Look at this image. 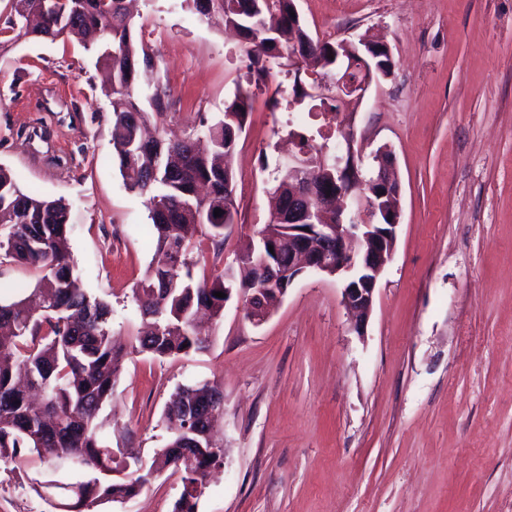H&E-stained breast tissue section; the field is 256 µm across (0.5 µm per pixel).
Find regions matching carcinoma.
<instances>
[{
  "mask_svg": "<svg viewBox=\"0 0 512 512\" xmlns=\"http://www.w3.org/2000/svg\"><path fill=\"white\" fill-rule=\"evenodd\" d=\"M291 0H183L206 15L220 12L248 45L247 86L224 107L223 118L201 122L199 133L209 149L185 136L167 139L157 135L162 160L144 148V129L151 119L166 116L171 91L162 79L139 90L140 68L153 64V56L137 43L126 0H10V11L23 7L37 20L32 28L12 24L5 16L1 34L14 39L55 41L75 38L85 50L97 54L107 74L103 92L112 105V146L125 187L145 198L155 236V251L147 277L133 296L150 333L139 338L142 352L165 358L205 347L196 332L195 319L205 309L219 319L224 299L214 296L226 288L246 289L255 282L249 254L239 258L240 276L223 272L212 278L194 276L199 260L193 256L195 239L202 235L215 250H224V225L233 223L235 201L227 187L234 174L227 159L236 141L224 136L233 128L245 131L253 109L251 87L265 84L264 61L283 57L295 46H307L302 54L305 70L336 82V44L313 38L303 23L288 22ZM293 94L299 112L319 115L336 105L323 99L309 100L300 70L291 88L277 87L269 99L272 109L289 107ZM299 150L317 155L321 126L303 125L289 133ZM270 215L288 206V175L280 173L269 192ZM221 209V216L214 215ZM70 223V205L61 199L39 198L22 190L10 171L0 166V258L19 262L38 274L33 291L18 300L0 302V462L22 467L25 458L37 456L50 467L65 458L83 472V480L31 481V487L53 488L67 499L66 512L88 504L118 502L139 495L152 481L153 472H126L123 449L110 448L100 439L98 415L112 396L120 352L112 343V309L83 288L81 276L62 243ZM224 414V394L208 384L182 386L166 407L164 420L171 440L161 449L164 463L183 471L182 490L174 512H197L198 498L190 488L201 482L213 464H224L223 445L196 432L198 417H207L215 429Z\"/></svg>",
  "mask_w": 512,
  "mask_h": 512,
  "instance_id": "cac0c4a2",
  "label": "carcinoma"
}]
</instances>
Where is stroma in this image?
Returning a JSON list of instances; mask_svg holds the SVG:
<instances>
[{"label":"stroma","mask_w":512,"mask_h":512,"mask_svg":"<svg viewBox=\"0 0 512 512\" xmlns=\"http://www.w3.org/2000/svg\"><path fill=\"white\" fill-rule=\"evenodd\" d=\"M313 38L369 35L393 60L354 106L370 168L391 150L400 224L365 336L336 278L306 273L261 325L240 298L206 324V349L137 350L132 300L153 255L143 197L128 191L95 60L70 40L0 52V165L71 207L68 246L86 291L112 307L124 349L101 439L151 462L176 388L224 392V466L198 512H512V0H296ZM135 35L171 89L164 126L181 136L222 117L247 74L242 39L182 0H135ZM232 158L237 215L205 272L234 265L269 220L273 162L300 113L271 110L284 58H271ZM0 466V512H60L29 487L44 471ZM171 471L95 512H173Z\"/></svg>","instance_id":"stroma-1"}]
</instances>
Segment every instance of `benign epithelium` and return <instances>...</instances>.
Instances as JSON below:
<instances>
[{
  "label": "benign epithelium",
  "mask_w": 512,
  "mask_h": 512,
  "mask_svg": "<svg viewBox=\"0 0 512 512\" xmlns=\"http://www.w3.org/2000/svg\"><path fill=\"white\" fill-rule=\"evenodd\" d=\"M342 81L334 86L316 81L311 94L336 99L337 110L361 101L378 70L370 59L386 45L361 36L341 42ZM371 175L363 174L351 124L342 128V141L336 152L323 151L311 159L303 153L288 154V182L294 187L293 199L304 203L300 209L277 215L288 223V265L281 266L265 249L269 232H256L251 252L256 254L263 287L247 296L250 320L259 325L267 318L264 295L274 287L283 297L296 278L305 272L334 277L341 285V303L353 316V329L364 335L373 308L378 281L392 260L400 211L396 205L399 184L394 176L395 162L388 149L374 155ZM387 221H382V218Z\"/></svg>",
  "instance_id": "1"
}]
</instances>
